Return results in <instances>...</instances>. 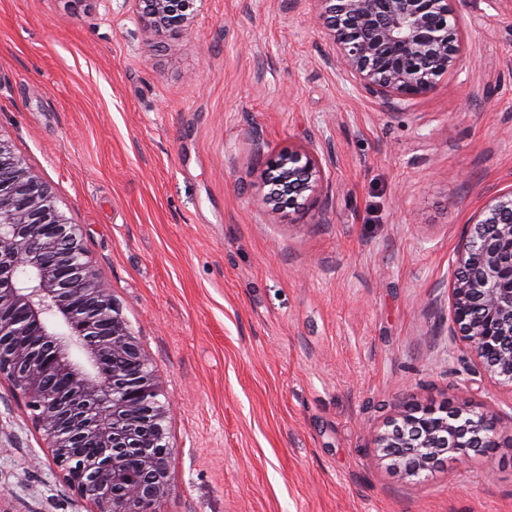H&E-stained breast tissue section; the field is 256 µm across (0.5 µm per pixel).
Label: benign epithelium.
<instances>
[{
  "instance_id": "7a95c632",
  "label": "benign epithelium",
  "mask_w": 512,
  "mask_h": 512,
  "mask_svg": "<svg viewBox=\"0 0 512 512\" xmlns=\"http://www.w3.org/2000/svg\"><path fill=\"white\" fill-rule=\"evenodd\" d=\"M145 31L191 35L196 0H130ZM330 63L395 110L454 70L465 0H314ZM324 171L290 150L263 173L262 204L300 212ZM81 229L48 186L0 138V383L24 399L62 478L92 512H157L171 450L161 380L88 261ZM450 288L448 343L470 370L512 390V188L464 226ZM492 410L414 403L375 439L381 457L414 480L435 463L500 447ZM90 447L85 463L75 449Z\"/></svg>"
}]
</instances>
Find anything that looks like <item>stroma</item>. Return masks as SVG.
Instances as JSON below:
<instances>
[{
    "instance_id": "obj_1",
    "label": "stroma",
    "mask_w": 512,
    "mask_h": 512,
    "mask_svg": "<svg viewBox=\"0 0 512 512\" xmlns=\"http://www.w3.org/2000/svg\"><path fill=\"white\" fill-rule=\"evenodd\" d=\"M314 0H0V136L80 226L161 377L160 512H512V447L419 480L375 438L411 403L507 409L448 353L460 234L512 187V0H469L459 64L387 113L329 62ZM315 148L301 212L260 203ZM0 384V512H90ZM134 5L145 31L161 37L171 31L191 36V19L196 0H128ZM323 177L324 171L314 152L288 150L274 158L264 171L263 184L268 191L261 202L273 212L280 213L288 207L298 213Z\"/></svg>"
}]
</instances>
